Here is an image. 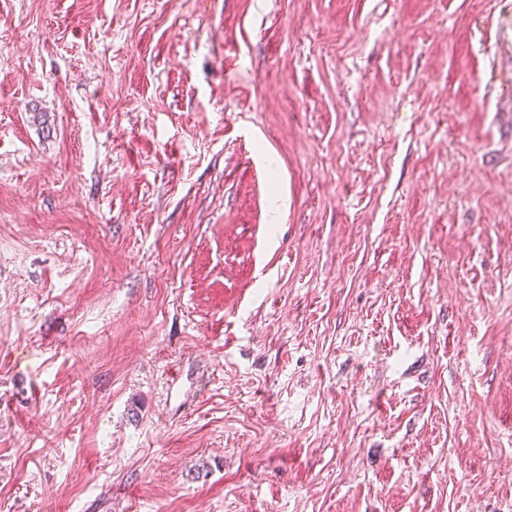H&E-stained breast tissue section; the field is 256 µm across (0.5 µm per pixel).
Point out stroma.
Returning <instances> with one entry per match:
<instances>
[{
    "instance_id": "35a3bbf8",
    "label": "stroma",
    "mask_w": 512,
    "mask_h": 512,
    "mask_svg": "<svg viewBox=\"0 0 512 512\" xmlns=\"http://www.w3.org/2000/svg\"><path fill=\"white\" fill-rule=\"evenodd\" d=\"M512 0H0V512H512Z\"/></svg>"
}]
</instances>
